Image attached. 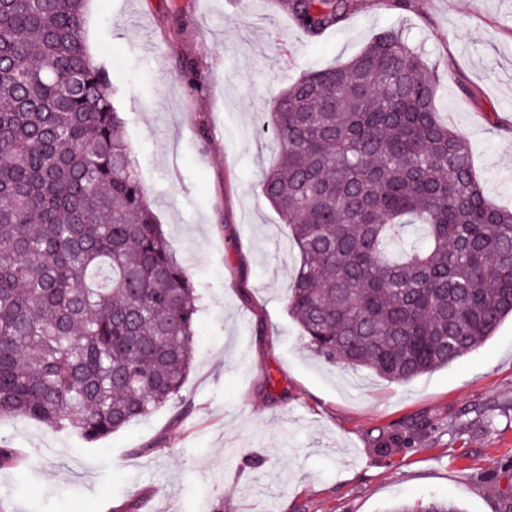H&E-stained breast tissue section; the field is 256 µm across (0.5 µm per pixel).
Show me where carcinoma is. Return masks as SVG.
Masks as SVG:
<instances>
[{
  "mask_svg": "<svg viewBox=\"0 0 512 512\" xmlns=\"http://www.w3.org/2000/svg\"><path fill=\"white\" fill-rule=\"evenodd\" d=\"M85 2L0 0V417L95 443L179 397L200 306L88 51ZM355 6L289 3L310 34ZM426 70L389 31L306 72L273 100L278 161L261 180L300 255L286 301L308 347L391 382L448 366L512 315V209L476 177Z\"/></svg>",
  "mask_w": 512,
  "mask_h": 512,
  "instance_id": "obj_1",
  "label": "carcinoma"
}]
</instances>
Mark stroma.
<instances>
[{"label": "stroma", "instance_id": "35a3bbf8", "mask_svg": "<svg viewBox=\"0 0 512 512\" xmlns=\"http://www.w3.org/2000/svg\"><path fill=\"white\" fill-rule=\"evenodd\" d=\"M387 30L422 48L438 112L512 208V0H357L315 37L288 0H88L85 42L201 298L194 362L178 400L94 444L1 419L26 464L0 468V512H386L433 497L512 512L511 320L397 383L318 357L288 314L296 253L260 187L277 156L267 114L309 68ZM392 431L413 445L380 455Z\"/></svg>", "mask_w": 512, "mask_h": 512}]
</instances>
